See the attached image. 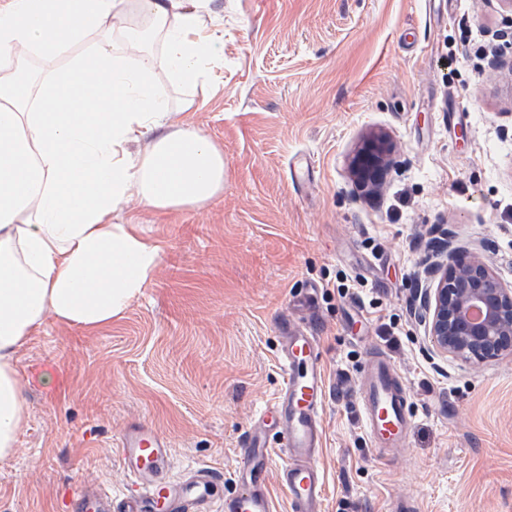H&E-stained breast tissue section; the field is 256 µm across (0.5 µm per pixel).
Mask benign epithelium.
<instances>
[{"label":"benign epithelium","instance_id":"benign-epithelium-1","mask_svg":"<svg viewBox=\"0 0 512 512\" xmlns=\"http://www.w3.org/2000/svg\"><path fill=\"white\" fill-rule=\"evenodd\" d=\"M393 144L375 137L364 156L375 165L390 162ZM446 255L421 260L433 287L426 290L423 322L434 350L475 367L512 353V287H505L477 250L463 257L452 242Z\"/></svg>","mask_w":512,"mask_h":512}]
</instances>
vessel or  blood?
<instances>
[{"label":"vessel or blood","instance_id":"1","mask_svg":"<svg viewBox=\"0 0 512 512\" xmlns=\"http://www.w3.org/2000/svg\"><path fill=\"white\" fill-rule=\"evenodd\" d=\"M279 362L284 385L255 416L241 446L237 471L240 492L224 499V512H274L267 492L277 476L288 495L289 512H322L325 478L317 463L323 445L322 414L328 381L316 336L283 320ZM409 389L391 359L371 352L358 379V407L365 433L378 460L390 459L407 444L411 430ZM283 458L273 465V446ZM122 464L132 489L119 506L83 493L80 512H206L214 471L205 469L185 482L162 480L170 467L168 440L152 425L134 423L120 437Z\"/></svg>","mask_w":512,"mask_h":512}]
</instances>
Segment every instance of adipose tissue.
<instances>
[{"label":"adipose tissue","instance_id":"obj_1","mask_svg":"<svg viewBox=\"0 0 512 512\" xmlns=\"http://www.w3.org/2000/svg\"><path fill=\"white\" fill-rule=\"evenodd\" d=\"M131 1L161 32L172 83L203 78L220 49L202 34L208 0L0 5V461L29 418L17 361L33 332L49 318L109 328L161 263V247L113 214L130 201L200 208L224 190V152L179 121L156 86L153 31L129 28ZM91 33L93 48L73 54ZM65 53L70 61L44 75L18 66Z\"/></svg>","mask_w":512,"mask_h":512}]
</instances>
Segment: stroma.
Returning <instances> with one entry per match:
<instances>
[{"label":"stroma","instance_id":"35a3bbf8","mask_svg":"<svg viewBox=\"0 0 512 512\" xmlns=\"http://www.w3.org/2000/svg\"><path fill=\"white\" fill-rule=\"evenodd\" d=\"M223 43L205 82L154 78L187 125L224 151V192L131 220L163 261L124 316L87 334L46 321L18 353L29 420L0 461V512H76L81 486L120 502L119 439L152 425L170 477L220 473L223 512L240 442L282 387L280 322L313 295L326 368L323 512H512V355L480 367L438 355L421 320L420 260L480 250L512 286V11L499 0H211ZM194 106L183 110L185 99ZM395 143L377 188L353 162ZM309 163L294 182L290 164ZM358 289L360 300L336 287ZM396 323L389 347L381 325ZM410 390L408 444L377 461L357 408L369 352Z\"/></svg>","mask_w":512,"mask_h":512}]
</instances>
